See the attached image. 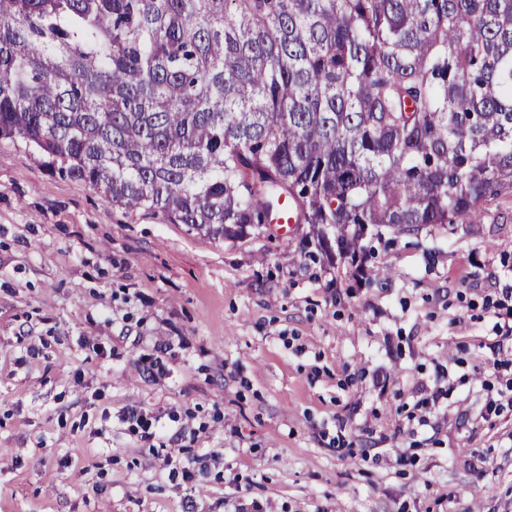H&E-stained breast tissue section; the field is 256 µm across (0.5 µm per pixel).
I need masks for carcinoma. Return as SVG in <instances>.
Listing matches in <instances>:
<instances>
[{
	"instance_id": "obj_1",
	"label": "carcinoma",
	"mask_w": 512,
	"mask_h": 512,
	"mask_svg": "<svg viewBox=\"0 0 512 512\" xmlns=\"http://www.w3.org/2000/svg\"><path fill=\"white\" fill-rule=\"evenodd\" d=\"M235 241L329 256L512 191V0H0V140Z\"/></svg>"
}]
</instances>
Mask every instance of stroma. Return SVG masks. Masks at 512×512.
<instances>
[{
  "instance_id": "35a3bbf8",
  "label": "stroma",
  "mask_w": 512,
  "mask_h": 512,
  "mask_svg": "<svg viewBox=\"0 0 512 512\" xmlns=\"http://www.w3.org/2000/svg\"><path fill=\"white\" fill-rule=\"evenodd\" d=\"M309 231L217 240L0 140V512H512V193L376 245L382 285ZM504 289V301H500L493 306L494 317L496 318L495 338H499L498 342L503 339H512V304H508V301L512 302V289ZM123 418L126 422L130 423V430L134 433H140L143 439H152L162 430V425H159L160 418H147V415L142 411H127Z\"/></svg>"
}]
</instances>
